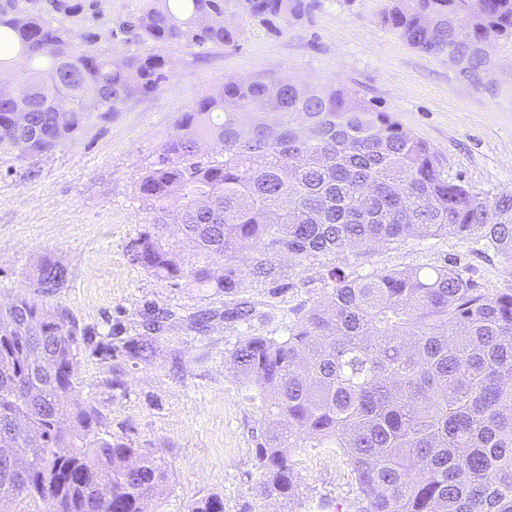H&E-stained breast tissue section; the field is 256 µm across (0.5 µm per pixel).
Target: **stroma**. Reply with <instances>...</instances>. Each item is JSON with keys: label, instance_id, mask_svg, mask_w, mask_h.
<instances>
[{"label": "stroma", "instance_id": "stroma-1", "mask_svg": "<svg viewBox=\"0 0 512 512\" xmlns=\"http://www.w3.org/2000/svg\"><path fill=\"white\" fill-rule=\"evenodd\" d=\"M299 20L267 27L246 15L231 22L233 47H164L176 64L173 78L151 95L126 101L106 119L91 118L66 146L29 160L0 153V303L18 294L65 308L79 327L103 339L111 330L146 335L144 315L172 309L181 319L160 333L151 362L120 355L101 359L91 348L78 356L81 390L103 414L113 437L151 448L170 466L161 494L146 512H190L201 499L223 502L224 512H336L355 486L334 450L303 440L294 452L295 503L275 502L259 490L256 448L271 425L257 393L225 362L248 334L282 336L293 313L323 294L326 268L351 276L421 269L457 259L476 287L512 288V271L485 241L453 235L375 246L281 263L271 284L252 274L241 255L240 300L255 309L250 323L224 321L228 300L182 279L149 273L133 257L151 215L139 199L140 177L157 161L178 120L198 99L232 81L285 75L300 83L333 86L391 113L437 152L445 176L491 197L512 189V40L494 44L496 85L475 87L449 65L409 47L381 21L386 0H315ZM145 0H21L20 6L74 34H94L106 53L155 52L129 41L123 25ZM68 271L65 288L41 297L32 271L42 260ZM216 310L205 330L184 318Z\"/></svg>", "mask_w": 512, "mask_h": 512}]
</instances>
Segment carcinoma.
Here are the masks:
<instances>
[{
    "label": "carcinoma",
    "mask_w": 512,
    "mask_h": 512,
    "mask_svg": "<svg viewBox=\"0 0 512 512\" xmlns=\"http://www.w3.org/2000/svg\"><path fill=\"white\" fill-rule=\"evenodd\" d=\"M382 22L409 46L449 51L475 85L489 61V31L512 38V0H390ZM305 0H148L126 27L135 42L236 45L231 12L263 24L302 16ZM0 152L29 159L73 138L96 102L106 118L175 75L160 53L109 57L6 0L0 7ZM26 63L15 71V61ZM139 198L158 227L176 224L202 266L191 283L233 298L236 262L250 251L256 278L274 281L276 259H310L371 245L477 233L512 268V190L483 197L444 177L436 151L387 112L341 88L288 77L228 83L185 112ZM135 260L180 278L158 234L136 240ZM37 287L54 294L65 269L45 261ZM239 302L224 319L249 322ZM36 320L56 372L41 374L24 323ZM159 337L93 341L66 309L25 295L0 307V434L30 422L17 440L21 482L0 471V512H143L169 479L150 448L101 436L102 413L72 370L82 347L102 358L153 356ZM253 387L274 429L256 460L261 495L297 496L293 449L306 436L350 467L354 512H512V289L487 293L457 261L426 271L351 277L327 270L324 297L288 324L287 336H245L227 357ZM112 498H98L102 484Z\"/></svg>",
    "instance_id": "carcinoma-1"
}]
</instances>
